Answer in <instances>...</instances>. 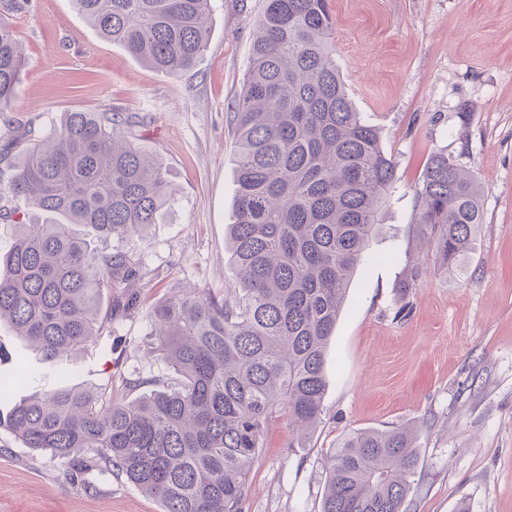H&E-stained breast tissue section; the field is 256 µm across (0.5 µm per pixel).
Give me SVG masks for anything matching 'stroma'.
Listing matches in <instances>:
<instances>
[{"label": "stroma", "mask_w": 512, "mask_h": 512, "mask_svg": "<svg viewBox=\"0 0 512 512\" xmlns=\"http://www.w3.org/2000/svg\"><path fill=\"white\" fill-rule=\"evenodd\" d=\"M264 0H212L209 44L172 77L106 41L69 0H32L12 17L26 54L16 98L0 112L34 138L65 113L133 121L139 145L162 164L174 202L145 235L99 243L136 268L140 306L105 324L66 361L45 360L0 326V382L24 362L30 380L0 398V413L38 393L79 387L100 404L131 402L180 378L163 359L147 312L173 290L218 298L234 274L225 236L235 200L234 107ZM334 57L356 107L376 125L396 165L381 232L358 266L327 346L323 410L305 447H290L287 414L270 422L245 485L242 512H320L324 463L354 431L406 426L420 466L408 512H512V0H330ZM447 152L478 185L483 222L459 268L422 246L415 189ZM20 155L0 160V246L15 220L36 216L8 185ZM414 287H405L409 276ZM0 512H163L112 467L73 480L65 464L0 428Z\"/></svg>", "instance_id": "35a3bbf8"}]
</instances>
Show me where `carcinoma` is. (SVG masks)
Instances as JSON below:
<instances>
[{"label": "carcinoma", "instance_id": "carcinoma-1", "mask_svg": "<svg viewBox=\"0 0 512 512\" xmlns=\"http://www.w3.org/2000/svg\"><path fill=\"white\" fill-rule=\"evenodd\" d=\"M72 3L102 38L173 77L207 48L211 0ZM335 26L329 0H264L234 112L233 296L173 294L148 312L180 387L106 408L70 387L25 399L0 416L23 447L77 476L115 466L163 512H241L275 414H288L295 441L320 420L327 345L396 181L380 130L354 108L332 57ZM24 64L0 15V112L12 109ZM130 126L67 112L13 164L11 195L51 219L17 225L0 251V324L47 360L84 350L114 313L139 306L127 294L101 311V291L135 276L131 262L69 230L87 224L103 242L140 234L170 206L162 166L127 139ZM416 199L434 258L454 264L483 223L472 174L439 153ZM419 465L408 429L349 433L326 461L321 512H406Z\"/></svg>", "mask_w": 512, "mask_h": 512}]
</instances>
